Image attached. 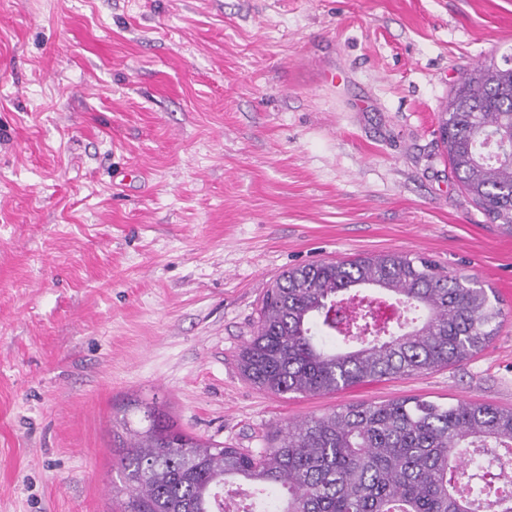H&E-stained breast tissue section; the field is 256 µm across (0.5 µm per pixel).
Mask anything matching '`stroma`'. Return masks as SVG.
I'll use <instances>...</instances> for the list:
<instances>
[{"label": "stroma", "mask_w": 512, "mask_h": 512, "mask_svg": "<svg viewBox=\"0 0 512 512\" xmlns=\"http://www.w3.org/2000/svg\"><path fill=\"white\" fill-rule=\"evenodd\" d=\"M502 54L512 0H0V512H119L131 400L253 453L350 404L512 408V235L439 138ZM386 251L494 289L489 346L321 395L243 376L280 274Z\"/></svg>", "instance_id": "1"}]
</instances>
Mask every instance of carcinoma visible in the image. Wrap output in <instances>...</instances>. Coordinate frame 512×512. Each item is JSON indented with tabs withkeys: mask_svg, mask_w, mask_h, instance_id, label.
Returning a JSON list of instances; mask_svg holds the SVG:
<instances>
[{
	"mask_svg": "<svg viewBox=\"0 0 512 512\" xmlns=\"http://www.w3.org/2000/svg\"><path fill=\"white\" fill-rule=\"evenodd\" d=\"M439 132L474 204L512 235V56L468 70ZM504 313L483 288L420 255L388 252L282 273L239 361L274 394H328L409 377L483 350ZM128 429L123 512H512L490 468L512 455V409L420 398L348 405L279 430L257 454L202 443L156 409Z\"/></svg>",
	"mask_w": 512,
	"mask_h": 512,
	"instance_id": "obj_1",
	"label": "carcinoma"
}]
</instances>
